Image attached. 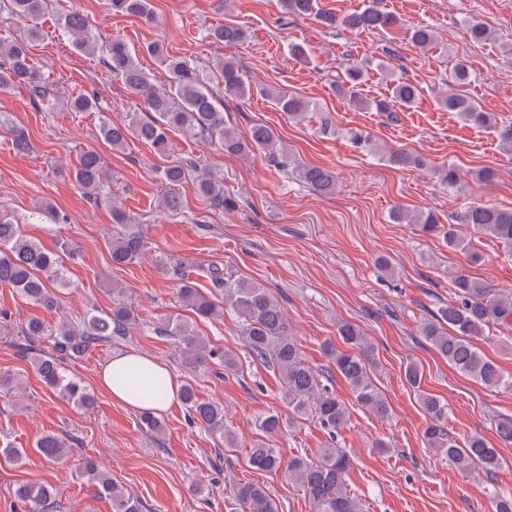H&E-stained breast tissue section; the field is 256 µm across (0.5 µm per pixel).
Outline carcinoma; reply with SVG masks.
<instances>
[{"label": "carcinoma", "instance_id": "1", "mask_svg": "<svg viewBox=\"0 0 512 512\" xmlns=\"http://www.w3.org/2000/svg\"><path fill=\"white\" fill-rule=\"evenodd\" d=\"M108 5L115 12L145 20L152 18L150 0H108ZM281 5L289 15L315 17L330 31L340 27L354 31H384L398 23L395 17L372 4L342 17L319 9L317 0H281ZM51 6V0H10V14L20 21L33 23L30 32L34 33V24ZM61 24L72 38L75 49L98 56L112 76L121 79L126 87L140 96L148 112L146 119L134 113L127 123L104 124L102 135L112 146L123 147L129 140L136 139L163 152L167 147L168 133L177 130L192 137L214 141L230 155L259 152L277 167L289 165L288 154L280 150L278 138L269 127L255 125L250 129L249 136L243 139L225 124L224 102L205 89L199 74L185 59L168 54L159 45L150 47V52L157 57L169 77L168 88L160 89L153 83L150 73L141 66L136 53L122 39L99 40L87 18L76 10L61 15ZM206 38L216 45L233 44L245 41L247 30L236 25L217 26L209 29ZM434 38V30L426 25L410 30L411 42L419 48L428 47ZM0 57L3 58L0 63V91L21 86L28 90L30 101L35 106L47 107L53 97L52 85L29 59L26 45L0 34ZM217 66L224 78V97L236 101L245 99L250 90L243 82L236 62L221 59ZM363 77L361 66L349 64L338 76L336 90L348 97L352 104L362 105ZM260 93L293 119L309 110L307 101L286 91L262 89ZM419 94L416 85L399 80L394 84L390 96L373 100L367 106L391 115L397 107L412 104ZM442 106L458 113L472 125L497 129L502 143L512 151L511 122L497 124L494 115L482 111L469 98L456 92L446 94ZM385 160L398 168L427 167L423 156L408 152L388 153ZM193 172L197 173L199 191L209 204L217 209L225 208L227 201L222 180L201 168L194 158L181 159L179 164L167 168L163 177L168 187L173 188ZM295 172L303 183L320 195L331 194L336 189V173L330 169L297 165ZM107 180L108 175L99 154L94 150L84 151L74 170V182L79 189L89 200L97 203L101 200ZM112 219L125 227L123 232L112 235V265L131 264L144 255L147 241L141 231L130 227V216L115 203L112 204ZM391 219L396 224H414L423 233L439 235L452 248L460 246L454 225L465 224L474 233L488 236L512 251V209L471 202L445 225L432 211H420L413 215L397 206L392 211ZM209 274L214 287L224 289V302L237 316L254 360L278 370L282 395L288 408L297 414L311 411L320 426L332 436L343 429L348 421V409L322 383L331 374L313 369L302 358L291 333L287 313L279 300L266 287L244 279L227 278L217 267L209 269ZM65 281L60 256L28 238L21 225L0 216V286L12 288L28 303L51 311L59 306L58 287L65 285ZM452 288L454 298L443 305L433 319L421 323L420 335L454 368L483 386L512 389V380L504 378L497 364L472 342V338L479 335L483 328L498 322H512V291L477 280L462 270L455 272ZM178 297L198 318L220 316L217 306L196 288L187 275L182 278ZM137 325L139 320L125 299L124 289L114 287L111 311L102 315L93 314L73 323L63 320L54 328L32 319L22 329V335L35 338L44 336L52 342L54 353L42 354L34 360L40 380L72 403L90 408L95 404L94 396L76 379L64 374L62 361L82 357L101 343L123 338ZM160 332L177 340L178 351L189 365L199 366L218 355V351L210 348L189 323L179 318L168 321ZM337 333L348 349L340 350L327 345L326 354L330 363L359 404L379 420L388 418L389 405L373 379L377 362L369 337L359 326L350 322L341 323ZM133 374L149 379L145 387L132 388L135 395L146 400L167 399L169 388L166 380L162 377L151 378V372L147 369L130 368L116 374V378L126 382ZM405 378L411 387L418 390L420 403L430 417V424L424 431L428 447L448 456L462 471L480 467L486 474H493L501 466L498 449L488 446L478 435L468 438L461 446L456 444L445 429L447 407L435 396L420 389L419 367L407 366ZM180 399L191 413L193 423L220 435L224 438V444L234 445V436L224 426L222 407L199 400L190 384L182 386ZM255 425L260 439L254 441L248 450V463L253 469L271 474L284 472L302 488L311 503L312 512H363L360 501L347 488L351 460L346 452L340 448H323L316 462L302 456L286 461L280 449L272 448L267 443L268 439L282 432V417L271 413L262 415L256 419ZM67 449V442L54 433L43 435L36 443L37 452L48 461L61 459ZM81 476L95 487L98 496L112 501L113 512H141L139 498L120 490L93 459L83 461ZM230 494L243 512H279L267 488L259 483L237 482L231 487ZM14 496L25 505V512H53L56 506L52 490L37 482L18 485Z\"/></svg>", "mask_w": 512, "mask_h": 512}]
</instances>
